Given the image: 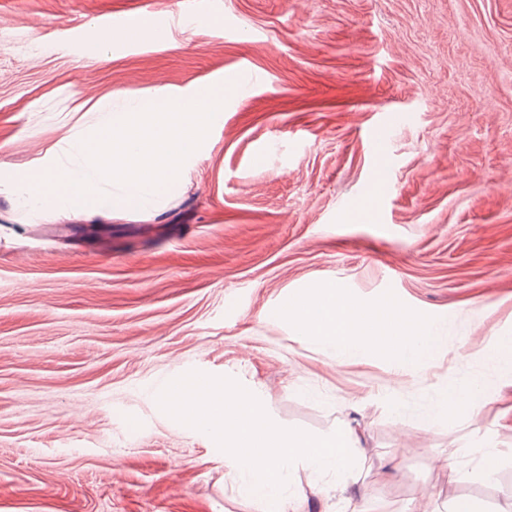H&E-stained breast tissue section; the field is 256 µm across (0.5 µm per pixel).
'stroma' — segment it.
Instances as JSON below:
<instances>
[{
    "label": "stroma",
    "mask_w": 512,
    "mask_h": 512,
    "mask_svg": "<svg viewBox=\"0 0 512 512\" xmlns=\"http://www.w3.org/2000/svg\"><path fill=\"white\" fill-rule=\"evenodd\" d=\"M181 0H0V161L24 172L91 136L103 98L218 83L223 122L144 207L88 216L23 205L0 178V512H263L215 441L157 396L192 370L238 380L282 427L348 425L367 458L290 471L296 512H497L512 488V0H222L162 42L112 12ZM263 76L237 91V67ZM411 112L384 153L372 132ZM393 295L448 354L396 376L339 362L267 314L320 281ZM480 381L478 422L428 417ZM498 454L491 479L446 480L449 445ZM487 362L498 373L510 374L512 372V337L499 336L495 346L487 356Z\"/></svg>",
    "instance_id": "1"
}]
</instances>
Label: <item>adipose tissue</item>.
Segmentation results:
<instances>
[{
    "instance_id": "1",
    "label": "adipose tissue",
    "mask_w": 512,
    "mask_h": 512,
    "mask_svg": "<svg viewBox=\"0 0 512 512\" xmlns=\"http://www.w3.org/2000/svg\"><path fill=\"white\" fill-rule=\"evenodd\" d=\"M269 317L287 322L298 335L312 338L336 360L373 355L406 373L447 353L435 323L407 317L397 300L381 295L363 302L330 281H322L288 298ZM480 386H447L431 398L429 417H473L484 405Z\"/></svg>"
}]
</instances>
